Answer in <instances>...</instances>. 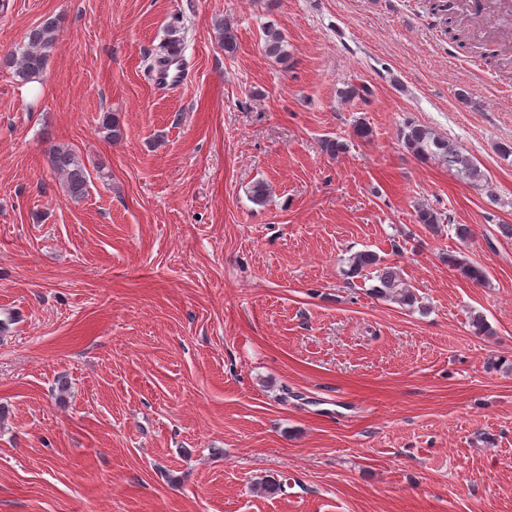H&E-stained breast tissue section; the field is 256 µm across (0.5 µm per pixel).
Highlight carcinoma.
Segmentation results:
<instances>
[{
    "mask_svg": "<svg viewBox=\"0 0 512 512\" xmlns=\"http://www.w3.org/2000/svg\"><path fill=\"white\" fill-rule=\"evenodd\" d=\"M455 7L453 0H433L432 3V10L446 16L449 38L454 42H463L466 38L465 32L452 25ZM57 32L58 21L46 19L29 30L27 43L18 54L7 55L0 59V63L12 69L14 76L21 82L36 78L47 65L49 54L57 39ZM264 48L267 55L278 60L283 59L286 55L283 33L273 27L268 28ZM178 50L179 40H169L156 54L154 68L158 71L167 68ZM372 96L373 89L365 83H349L343 89V97L346 99L356 98L367 103ZM400 137L404 147L417 159L441 163L469 181L477 182L482 179L480 169L469 157L447 137L428 127L408 122L400 129ZM49 163L54 171L64 176V188L69 199L75 202L82 200L87 193L89 173L78 156L64 146H55L49 153ZM445 220V213L430 206L422 205L417 209V223L431 231L436 230ZM348 264L353 275H361L368 269L372 270L377 280V285L373 288L377 298L393 301L402 307H412L416 303L414 292L400 279L394 268L382 264L376 254L369 251L357 252L348 258ZM448 266L470 281L479 283L486 279L485 270L464 256L448 255Z\"/></svg>",
    "mask_w": 512,
    "mask_h": 512,
    "instance_id": "obj_1",
    "label": "carcinoma"
}]
</instances>
